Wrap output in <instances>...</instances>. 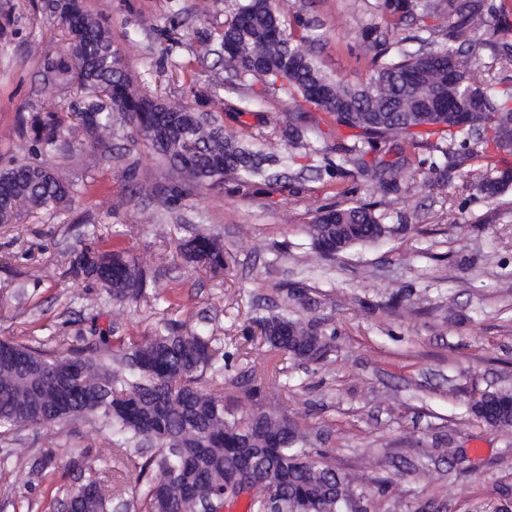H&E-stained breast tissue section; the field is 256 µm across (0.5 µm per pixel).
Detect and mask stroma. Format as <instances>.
I'll use <instances>...</instances> for the list:
<instances>
[{
  "label": "stroma",
  "mask_w": 512,
  "mask_h": 512,
  "mask_svg": "<svg viewBox=\"0 0 512 512\" xmlns=\"http://www.w3.org/2000/svg\"><path fill=\"white\" fill-rule=\"evenodd\" d=\"M105 17L133 85L170 105L211 114L226 133L268 151L290 153L283 130L291 106L283 95L256 101L255 116L237 123L225 103L237 100L233 78L203 40L217 35L239 0H85ZM377 0H288L287 29L309 23L312 49L326 71L359 86L370 74L367 44L416 34L407 21L392 30ZM59 23L44 0H0V167L31 156V118L50 99L43 92L46 58L59 49ZM53 159L74 183L71 207L48 206L0 224V339L42 343L64 352L92 323L112 330L113 344L140 342L162 322L216 339L226 353L224 403L237 415L275 402L305 428L311 447L342 472L364 475L369 512H474L512 493V430H495L468 414L486 390L512 387V186L484 199L475 178L434 171V150L407 152L410 190L378 197L352 177L318 178L288 168V189L239 192L232 178L192 193L177 205L159 197L171 174L130 127L112 152L79 135ZM153 194L136 193V184ZM373 202L391 232L333 258H322L308 232L317 209L333 202ZM99 232L148 272L139 301L120 303L91 281L68 274L72 250ZM199 232L224 244L227 265L212 274L177 256L180 241ZM303 283L315 300L310 314L335 331L326 362L298 364L247 339L256 317L282 311L286 286ZM403 297L391 308L392 294ZM279 383L251 397L261 375ZM451 438V447L440 441ZM111 432L76 420L49 430L26 426L0 434V512H61L60 487L89 470H111L130 493L137 473L102 455ZM41 448L57 453L46 479L29 475ZM74 448L88 449L82 468ZM393 483L378 496L380 480Z\"/></svg>",
  "instance_id": "stroma-1"
}]
</instances>
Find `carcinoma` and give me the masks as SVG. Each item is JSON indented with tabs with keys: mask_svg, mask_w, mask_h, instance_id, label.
<instances>
[{
	"mask_svg": "<svg viewBox=\"0 0 512 512\" xmlns=\"http://www.w3.org/2000/svg\"><path fill=\"white\" fill-rule=\"evenodd\" d=\"M62 10L58 19L67 35L63 53L45 69L52 83L77 96L78 102L58 104L33 117L34 151L42 156L77 121L107 144L112 133L128 124V114L143 112L146 126L139 137L169 167L176 184L169 201L189 191L224 183L232 176L238 187L262 185L271 194L288 189V178L277 173L278 155L224 135L223 126L186 105H169L133 87L125 71H115L105 54L112 49L107 24L91 13L84 0ZM380 8L398 28L417 13L433 16L432 0H381ZM455 21L445 29L448 42L422 50L400 38L376 50L365 84L350 87L327 73L305 48L310 37H296L281 21L274 0H242L224 24L220 45L224 66L238 85L261 93L279 91L292 103L285 136L294 149L308 146V136H326L325 118L336 128V159H325L318 171L330 176L358 177L382 193L399 192L407 163L406 151L429 145L448 167L454 146L493 143L512 153V86L476 83L474 54L455 46L469 31L498 50L497 59L512 63V24L484 10L479 0H450ZM457 102L464 122L448 116L436 102ZM436 141L429 142L430 138ZM512 182V169L491 162L480 172L481 192L498 196ZM74 200L69 174L45 161L15 164L0 170V224H10L23 210ZM373 203L323 206L309 233L321 256L328 248L375 241L390 232ZM185 262L214 273L224 271V245L199 233L179 243ZM69 274L91 280L117 301H138L146 274L123 251L98 236L73 251ZM258 339L289 360L318 363L327 359L336 332L318 320L285 314L258 320ZM85 346L51 355L41 348L0 340V429L28 425L54 426L94 419L116 440L103 450L107 457L138 470L127 508L136 512H198L208 502L221 512L226 501L249 499L248 512H361V477L340 473L308 447L306 433L276 410L236 417L224 406V364L214 355L213 338L171 322L143 342L132 343L117 358L118 366L86 355L112 352L111 329L94 327L82 337ZM207 384H202V380ZM470 411L496 430L512 428V389L485 391ZM52 448L38 450L31 475L55 466ZM258 487L224 494L233 477ZM73 512H109L112 486L106 473L90 474L84 482L62 491Z\"/></svg>",
	"mask_w": 512,
	"mask_h": 512,
	"instance_id": "cac0c4a2",
	"label": "carcinoma"
}]
</instances>
